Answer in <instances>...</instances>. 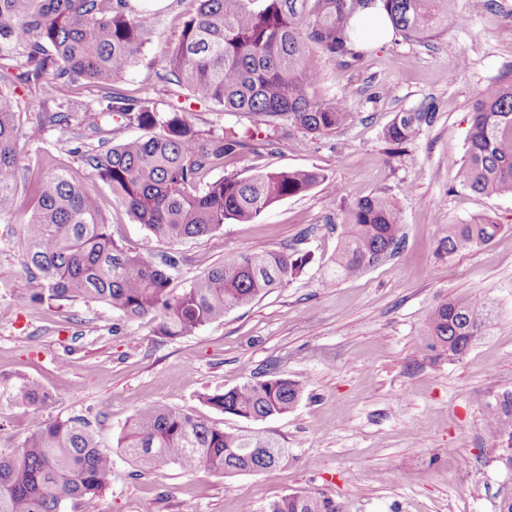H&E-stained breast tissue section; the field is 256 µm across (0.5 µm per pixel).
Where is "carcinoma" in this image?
<instances>
[{
    "label": "carcinoma",
    "instance_id": "cac0c4a2",
    "mask_svg": "<svg viewBox=\"0 0 512 512\" xmlns=\"http://www.w3.org/2000/svg\"><path fill=\"white\" fill-rule=\"evenodd\" d=\"M105 0H0V215L12 206L22 159L20 137L42 138L57 123L106 133L78 99L62 112H45L20 133L17 101L10 83L37 81L49 73L62 82L98 85L107 101L99 115L147 135L110 147L76 152L131 217L171 243L209 235L224 224H254L277 202L329 184L318 169L204 176L252 145L234 133L205 136L188 111L155 112L114 89L141 54L152 28L146 14L131 17L121 7L103 9ZM454 0H194L179 43L162 59L169 80L194 99L210 101L273 123L288 119L311 134H330L349 118L345 101L319 93L317 57L352 66L364 55L357 48L354 21L368 10L384 12L393 31L424 39L455 19ZM431 113L395 117L386 138L395 145L411 140L416 122ZM460 185L488 198L512 196V80L488 85L473 110L469 147L459 168ZM32 219L13 246L26 276L41 282L35 302L101 303L123 318L157 321L168 338L186 336L224 319L293 279L308 254L256 245L208 267L187 288L170 287L166 268L118 242L100 211L99 197L63 169L48 172L31 188ZM398 206L386 196L340 202L343 231L336 249V280L357 277L401 246ZM501 226L488 220L448 225L441 249L490 243ZM491 322L488 306L464 293L440 302L426 319L434 351L463 354L468 341ZM302 387L286 377L249 378L200 400L221 413L245 419L286 414L300 401ZM13 399L31 406L48 399L39 384L17 386ZM489 428L512 441V393L487 416ZM124 455L146 468L168 464L185 472L201 469L223 475L269 472L292 459L287 447L262 433L226 432L208 419L154 402L132 417L118 443ZM112 477V455L101 448L90 421L41 419L24 441L0 451V512H61L65 503L96 505ZM261 512H344L342 502L323 492H295L265 504Z\"/></svg>",
    "mask_w": 512,
    "mask_h": 512
}]
</instances>
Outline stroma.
<instances>
[{
  "label": "stroma",
  "mask_w": 512,
  "mask_h": 512,
  "mask_svg": "<svg viewBox=\"0 0 512 512\" xmlns=\"http://www.w3.org/2000/svg\"><path fill=\"white\" fill-rule=\"evenodd\" d=\"M142 11L152 12L153 31L116 88L168 112L181 89L163 79L162 57L178 41L191 2L167 0L157 8L152 0H128V14ZM454 12L467 16L466 25L424 40L390 36L369 44L354 66L319 59L321 94L345 100L350 112L336 133L313 135L285 120L267 125L210 102L191 104L204 133L233 130L259 145L213 169L209 180L317 168L345 202L383 194L397 201L400 251L354 279L329 276L342 226L321 188L276 203L257 223H228L170 243L135 223L84 164L76 149L97 143L90 131L55 126L26 144L15 204L0 215V450L23 441L36 418H87L113 461L98 512H141L147 501L153 512H240L243 502L258 510L302 490L336 498L345 512H497L501 496L512 493V470L503 465L512 449L487 427L486 415L512 393V197L462 189L456 165L466 155L481 91L512 79V0L477 10L471 0H455ZM16 95L24 128L68 99L93 111L101 100L83 81L21 83ZM415 112L432 118L394 149L387 126L396 114ZM56 167L96 190L115 237L152 259L181 256L170 272L174 288L258 244L310 259L288 284L176 339L159 335L155 321H128L102 304L31 301L12 238L31 217L32 183ZM480 217L501 226L492 242L440 251L449 225ZM462 292L481 295L493 320L465 354L450 358L427 349L425 320ZM271 375L303 387L286 414L246 420L200 400ZM26 380L49 393L43 409L13 400ZM156 401L228 431L266 433L294 459L232 477L175 465L136 471L117 440L135 412Z\"/></svg>",
  "instance_id": "35a3bbf8"
}]
</instances>
